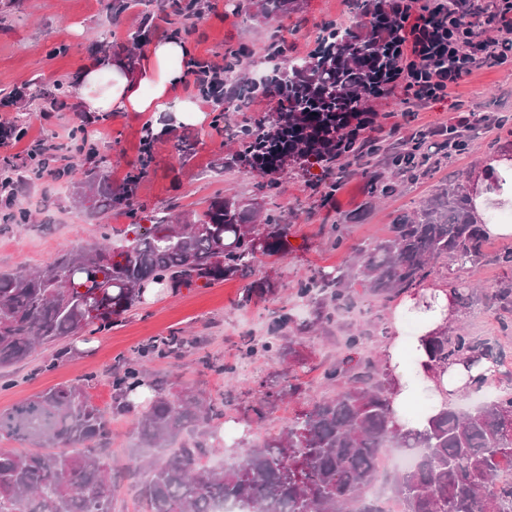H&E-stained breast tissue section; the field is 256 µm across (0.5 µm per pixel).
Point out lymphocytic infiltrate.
Listing matches in <instances>:
<instances>
[{"mask_svg": "<svg viewBox=\"0 0 512 512\" xmlns=\"http://www.w3.org/2000/svg\"><path fill=\"white\" fill-rule=\"evenodd\" d=\"M364 27L380 37L393 64L362 86L346 123L361 147L400 137L394 121L377 125L367 100H391L406 111L450 101L454 89L484 65L512 62V0H363ZM495 25L500 35L487 38Z\"/></svg>", "mask_w": 512, "mask_h": 512, "instance_id": "lymphocytic-infiltrate-1", "label": "lymphocytic infiltrate"}]
</instances>
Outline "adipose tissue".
<instances>
[{"label": "adipose tissue", "mask_w": 512, "mask_h": 512, "mask_svg": "<svg viewBox=\"0 0 512 512\" xmlns=\"http://www.w3.org/2000/svg\"><path fill=\"white\" fill-rule=\"evenodd\" d=\"M193 60L189 43L178 38L153 42L140 66L129 70L118 60L103 66L90 64L77 78L79 97L85 112L103 114L120 112L150 113L157 116L173 114L181 122L194 124L205 115L196 102L173 93ZM500 201L512 206V154L501 153L484 163L470 195L471 216L481 223L486 234L511 236V224L490 221V204ZM431 306L422 310V329L410 344L401 341V329H393L382 350L386 372L387 393L395 412V425L405 434L423 431L427 416L413 417L408 406L418 388H429L436 399L435 410H442L462 392L471 388L473 380L486 373L488 361L472 368L455 363L447 368L435 365L429 354V340L445 328L456 308L453 292L434 289Z\"/></svg>", "instance_id": "1"}]
</instances>
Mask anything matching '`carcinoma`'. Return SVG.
Masks as SVG:
<instances>
[{
  "label": "carcinoma",
  "mask_w": 512,
  "mask_h": 512,
  "mask_svg": "<svg viewBox=\"0 0 512 512\" xmlns=\"http://www.w3.org/2000/svg\"><path fill=\"white\" fill-rule=\"evenodd\" d=\"M296 0H254L255 15L266 19L293 9ZM205 0H160L159 10L182 19L201 13ZM328 47L304 57H282L284 34L275 32L267 54L280 59L259 81L238 78L243 51L224 55V75L235 78L241 99L276 102L273 111L233 132L238 150L224 162L245 165L276 184L275 176L298 171L307 177L319 167L323 192L350 175L348 155L336 156L343 138L339 118L370 79L381 55L373 36L336 34L323 24ZM64 83L49 88L36 80L28 102L53 107L65 96ZM156 136L144 128L138 163L126 182L112 188L101 157L96 164L61 174L45 167L54 181L74 183L73 201L105 215L132 208L137 183L152 161ZM32 158L7 162L1 180L32 181ZM125 244L66 250L44 267L0 272V369L26 360L39 343H54L78 331L112 329L118 317L142 299L150 284L176 293L197 282L208 287L234 277L248 278L261 256L288 254V225L281 216L235 197L217 196L189 224L174 223L173 209L153 211L149 224H129ZM485 235L470 221L467 198L441 188L391 225L390 235L358 250L354 259L330 271L314 270L297 283V294L316 308L313 324H329L341 308L355 303L363 288L383 299L402 294L437 273L451 260L475 267L483 258ZM269 277L246 285L237 304L256 305L273 293ZM278 316L264 348L288 329ZM365 334L348 336L345 355L324 370L336 394L298 413L276 435L237 449L222 465L209 463L220 448L224 410L195 391L178 395L157 387L151 407L137 421V443L121 475L112 471V417L131 408L128 397L144 382L140 359L178 352L184 339L174 334L152 340L138 357L125 358L112 376L110 415L95 405L86 384L61 385L0 412V438L24 442L17 452L0 448V512H112L121 482L139 488L143 512H384L367 495L389 448H412L410 466L392 486L399 512H512V482L500 480L499 464L512 461V395L465 412L444 409L411 439L398 432L378 365L362 356ZM430 354L446 365L466 354L503 360L497 344L466 332H443L430 339ZM301 391L288 374L276 390L243 408L248 427L263 422L283 398Z\"/></svg>",
  "instance_id": "carcinoma-1"
}]
</instances>
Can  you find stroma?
Returning a JSON list of instances; mask_svg holds the SVG:
<instances>
[{"mask_svg": "<svg viewBox=\"0 0 512 512\" xmlns=\"http://www.w3.org/2000/svg\"><path fill=\"white\" fill-rule=\"evenodd\" d=\"M129 3L127 11L115 14L108 10L107 0H13L9 5L0 0V90L23 94L36 79L50 84L71 82L90 63L100 60L99 41L115 38L124 44L136 31L142 34L141 50L131 54L121 50L117 56L129 67H137L142 49L167 38L172 25L169 17L158 11L150 26L141 27L145 4L143 0ZM246 5L247 0H208L187 36L196 58L220 64L225 49L245 47L244 72L257 79L269 67L264 48L273 25L287 30L289 54L303 56L314 49L324 22L353 28L360 22L351 0H298L297 13L273 22L252 16ZM67 102L66 109L47 114L35 105L23 110L0 107V117L18 120L28 131L27 140L0 145V159L24 157L28 140H50L57 131L80 124L84 114L78 92L70 91ZM202 108L208 122L171 126L157 142L154 161L135 191V211L115 209L101 216L75 205L70 186L59 187L48 179L28 184L18 193L14 206L28 211L32 221L0 227V270L46 266L62 250L99 242L107 226L116 230L113 245H120L121 230L145 223L153 210L171 205L189 220L213 197L232 192L277 212L288 226L287 255L273 264H259L255 270L256 278H275L274 294L259 304L237 307L236 300L245 286L240 278L207 288L184 287L175 294L153 292L125 312L111 330L65 337L1 372L0 411L41 391L82 380L87 381L93 402L109 408L112 371L118 359L136 356L150 340L178 330L187 339V346L177 356L145 359L147 379H163L171 393L201 391L223 404L228 440L252 445L265 432L282 429L289 418L333 394V387L322 375L323 364L340 353L343 336L361 327L366 319L381 329L389 326L390 302L366 296L362 299L363 319L311 329L314 315L297 294L298 280L309 269L329 270L351 260L356 247L387 237L395 218L429 197L439 185L452 181L468 187L485 156L512 147V64L474 72L456 88L452 105L419 110L406 127L412 134L456 123L461 114L468 116L470 128L464 149L451 151L440 165L418 172L415 178L397 177L394 191L385 196L372 193L369 175L356 174L338 191L333 210L321 207L308 178L293 173L280 177L270 191L260 193L255 189L259 176L250 168L238 165L217 172V163L236 146L226 133L214 130V103H203ZM149 122V117L134 112H113L106 121L93 124L92 141L99 155L111 160L107 173L113 186L122 185L136 164L140 137ZM182 139L195 144L185 159L176 149ZM322 224L339 225V242L318 234ZM505 248H512V236L490 238L477 268L450 263L441 268L436 280L450 288L474 280L482 291L492 292L502 281L512 279V269L495 260ZM282 313L298 325L306 324L307 329L292 331L290 337L279 338L272 348H265L270 325ZM453 324L465 326L474 336L496 337L512 370V307L503 310L476 302L461 310ZM246 340L258 344L256 354H242L241 345ZM287 345L292 352L285 358L281 349ZM220 364L230 367V374L217 372ZM288 369L301 378L302 393L280 402L260 427L244 432L239 417L251 403L259 380L275 379Z\"/></svg>", "mask_w": 512, "mask_h": 512, "instance_id": "obj_1", "label": "stroma"}]
</instances>
